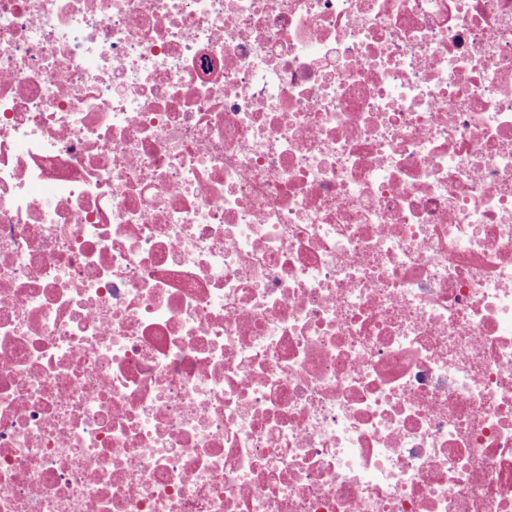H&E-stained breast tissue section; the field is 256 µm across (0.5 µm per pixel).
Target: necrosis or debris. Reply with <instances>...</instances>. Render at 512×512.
Wrapping results in <instances>:
<instances>
[{
	"instance_id": "1",
	"label": "necrosis or debris",
	"mask_w": 512,
	"mask_h": 512,
	"mask_svg": "<svg viewBox=\"0 0 512 512\" xmlns=\"http://www.w3.org/2000/svg\"><path fill=\"white\" fill-rule=\"evenodd\" d=\"M0 512H512V0H0Z\"/></svg>"
}]
</instances>
